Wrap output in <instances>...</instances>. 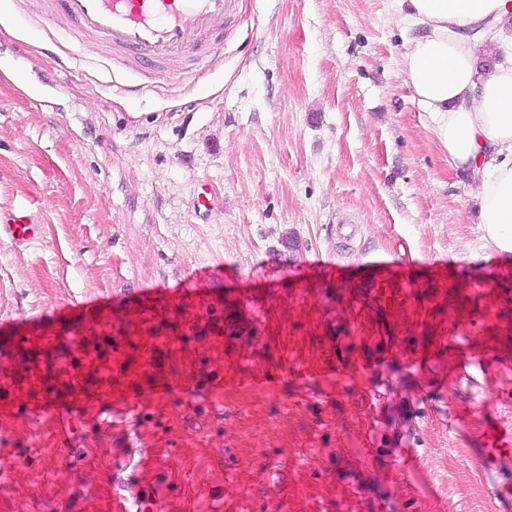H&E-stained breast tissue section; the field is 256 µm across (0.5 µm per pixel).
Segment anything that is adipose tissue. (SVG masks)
<instances>
[{
	"label": "adipose tissue",
	"mask_w": 512,
	"mask_h": 512,
	"mask_svg": "<svg viewBox=\"0 0 512 512\" xmlns=\"http://www.w3.org/2000/svg\"><path fill=\"white\" fill-rule=\"evenodd\" d=\"M394 9L413 32L404 66L426 125L469 181L497 251L512 253V66L483 68L506 41L512 0H394ZM478 24L480 39L464 36Z\"/></svg>",
	"instance_id": "ef3b65f1"
}]
</instances>
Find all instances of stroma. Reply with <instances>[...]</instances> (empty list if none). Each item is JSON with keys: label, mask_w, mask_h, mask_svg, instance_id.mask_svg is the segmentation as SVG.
I'll use <instances>...</instances> for the list:
<instances>
[{"label": "stroma", "mask_w": 512, "mask_h": 512, "mask_svg": "<svg viewBox=\"0 0 512 512\" xmlns=\"http://www.w3.org/2000/svg\"><path fill=\"white\" fill-rule=\"evenodd\" d=\"M68 26L52 0H0V211L42 226L0 241V318L190 281L213 304L161 328L182 349L162 354L174 392L147 434L74 409L9 425L0 512H112L129 447L157 512H494L471 451L512 414V373L474 409L440 392L448 354L428 343L454 306L475 352L488 322L512 360V259L425 126L392 0H241L216 59L173 77ZM375 255L409 301L376 294ZM238 353L255 382L187 381L234 375ZM41 229V224L28 208H16L8 217L0 212V240H7L14 245H33L41 239Z\"/></svg>", "instance_id": "1"}]
</instances>
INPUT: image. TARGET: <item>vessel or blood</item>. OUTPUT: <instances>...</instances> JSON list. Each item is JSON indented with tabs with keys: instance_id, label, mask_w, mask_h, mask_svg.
<instances>
[{
	"instance_id": "1",
	"label": "vessel or blood",
	"mask_w": 512,
	"mask_h": 512,
	"mask_svg": "<svg viewBox=\"0 0 512 512\" xmlns=\"http://www.w3.org/2000/svg\"><path fill=\"white\" fill-rule=\"evenodd\" d=\"M241 0H60L63 14L81 32L112 45L132 49L158 63L194 53L201 44L218 49L224 43L227 25L237 16ZM42 237L41 226L28 208L19 207L0 215V240L29 246ZM211 299L196 288L174 291L152 288L148 300L134 309L90 310L77 321L74 332L78 367L65 380H57L36 357L53 358L59 336L51 320L32 321L25 334L0 336V424L21 418L40 417L64 408L88 411L121 406L135 415L139 404L134 393L149 390L153 397L169 395L173 382L157 357L160 343L176 348L177 337H160L156 331L171 310L203 315ZM139 333L142 350L135 361L122 351L104 356L100 337L111 334L114 324ZM469 315L453 309L447 326L441 327L437 345L446 349L451 371L447 377L455 387L477 384L485 376L480 356L472 354L467 338ZM476 466L491 491L495 512H512V425L499 424L495 434L479 449ZM150 501L138 481H131L126 496L115 502L114 512H149Z\"/></svg>"
}]
</instances>
